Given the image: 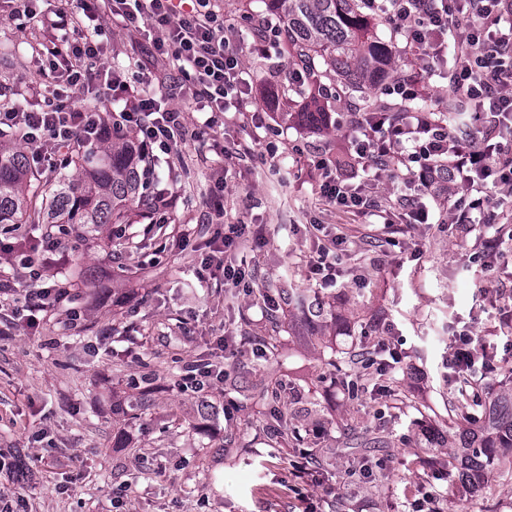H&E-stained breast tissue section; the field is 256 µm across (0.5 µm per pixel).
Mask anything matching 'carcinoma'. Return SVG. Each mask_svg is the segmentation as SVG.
<instances>
[{
	"instance_id": "carcinoma-1",
	"label": "carcinoma",
	"mask_w": 512,
	"mask_h": 512,
	"mask_svg": "<svg viewBox=\"0 0 512 512\" xmlns=\"http://www.w3.org/2000/svg\"><path fill=\"white\" fill-rule=\"evenodd\" d=\"M274 17L285 31L284 48L298 66L307 69L308 84L288 83L285 103L307 98L316 88L329 83L344 95H363L377 88L378 74L393 65L390 45L377 39L370 23L386 24L385 13L368 7L369 0H267ZM394 120L413 121L417 116L455 120L465 111L454 93L428 108L418 101L401 102L388 108ZM63 166L50 174L32 170L26 151L0 143V224L30 225L41 236L60 234L59 225H71V235L97 239L109 249L112 239L99 233L112 224H137L154 215V198L143 194L142 174L150 163L128 129L112 126V145L75 141L67 148ZM275 290L299 306L318 314L325 305L312 302L292 288L288 279L276 283ZM282 386L270 382L257 392L259 402L270 408L269 420L275 447L289 448L296 439L288 409L281 405ZM463 433L446 435L448 466H460L461 479L485 483L494 461L512 463V386L497 393L489 403L488 416L480 430L461 448L454 447Z\"/></svg>"
}]
</instances>
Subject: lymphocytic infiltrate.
I'll list each match as a JSON object with an SVG mask.
<instances>
[{"label": "lymphocytic infiltrate", "instance_id": "f902f5d3", "mask_svg": "<svg viewBox=\"0 0 512 512\" xmlns=\"http://www.w3.org/2000/svg\"><path fill=\"white\" fill-rule=\"evenodd\" d=\"M392 2L390 24L416 51L423 72H432L448 51H455L449 85L468 101L470 126L458 134L441 119L411 123L383 116L357 122L349 149L333 161L315 163L321 172V197L347 212L386 217L382 204L363 195L346 171L355 166L393 169L421 194L408 205L410 223H426L424 199L441 192L451 198V221L462 231L477 224L511 223L512 214L499 210L490 191H512V0ZM16 14L40 24L41 69L54 82L52 103L41 104L43 89L32 81L27 90L38 108L0 112V133H18L30 146L33 163L52 159L72 140L103 139L105 125L98 114L73 102L75 90L96 85L123 101L122 120L137 131L156 162L188 135L183 113L171 104V96H188L201 112L231 108L248 113L255 123L266 121L253 108L252 78L240 53L225 41L226 21L210 0H81L76 13L20 0ZM105 15L113 27L141 28L149 37L148 43L133 48L132 77L100 62L101 46L94 36L101 33L99 20ZM452 30L460 33L453 46L448 43ZM164 59L176 61L178 71L168 93L158 98L142 93L141 84L158 80ZM58 248L54 240L40 245L0 240V257L21 270L30 285L22 305L27 330H37L54 311H64L73 325L83 316L72 290L60 285V270L51 259Z\"/></svg>", "mask_w": 512, "mask_h": 512}]
</instances>
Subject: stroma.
<instances>
[{
	"instance_id": "stroma-1",
	"label": "stroma",
	"mask_w": 512,
	"mask_h": 512,
	"mask_svg": "<svg viewBox=\"0 0 512 512\" xmlns=\"http://www.w3.org/2000/svg\"><path fill=\"white\" fill-rule=\"evenodd\" d=\"M15 0H0V53L15 64L0 68V87L14 90L12 106L30 108L28 82L38 78L37 25L13 18ZM231 18L224 37L245 58L256 89L283 86L294 67L280 49L271 57L250 45L269 18L264 0H212ZM177 105L199 138L174 147L156 169L154 186L171 205L164 237L151 224H130L111 251L68 243L55 256L64 276L92 270L77 325L62 313L37 333L14 331L0 339V451L22 457L27 472L0 473V491L24 496L25 512H512V473L465 487L448 467L446 426L456 385L447 360L459 333L485 346L495 370L477 367L479 402L466 410L484 417L488 392L512 384V330L487 335L503 312H512V263L473 261L485 224L464 234L449 222L447 205L427 200V224H395L378 231L367 219L336 212L316 194L313 162L335 158L353 135L360 97L339 103L335 132L301 140L286 116L274 114L255 128L227 112L212 127L190 101ZM254 156L225 157L236 144ZM224 182V214L209 212L216 180ZM369 195L402 211L414 192L395 172L359 175ZM256 224L264 245L242 237L232 262L248 267V286L225 282L220 271L199 272L201 255L225 226ZM344 235L340 287L321 289L308 265L318 240ZM289 278L295 287L335 299L336 322L315 325L280 304L261 310L260 289ZM276 337L279 358L265 360V339ZM376 349L369 380L349 398L339 378L360 345ZM154 371L149 405L126 420L138 395L130 377L141 359ZM216 365L221 381L180 391L172 379L188 365ZM284 386L283 402L295 415L297 448H276L256 388ZM208 400L209 413L200 402ZM370 438L371 448H351ZM319 456L305 477L293 474L303 448ZM56 460L42 470L39 457Z\"/></svg>"
}]
</instances>
